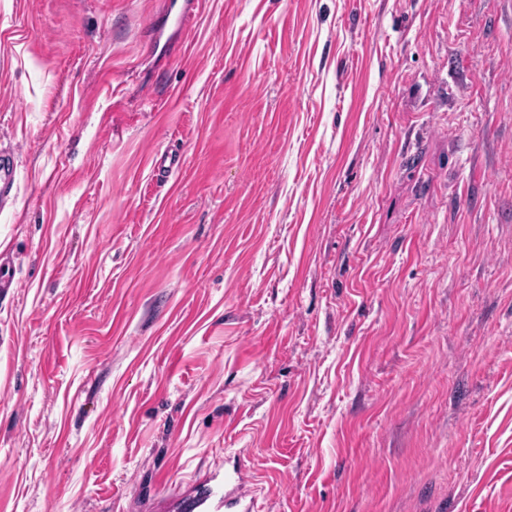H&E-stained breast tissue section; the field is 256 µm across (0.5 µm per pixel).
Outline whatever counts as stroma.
Returning a JSON list of instances; mask_svg holds the SVG:
<instances>
[{
  "label": "stroma",
  "mask_w": 512,
  "mask_h": 512,
  "mask_svg": "<svg viewBox=\"0 0 512 512\" xmlns=\"http://www.w3.org/2000/svg\"><path fill=\"white\" fill-rule=\"evenodd\" d=\"M1 142L0 512H512V0H0ZM19 149L15 146L0 147V209L10 206L13 202L15 185L16 159ZM248 471L244 465L234 464L231 469H224V484L210 485L214 480L206 477L201 483L204 489L197 498L187 502L185 512H254L255 490L249 498L239 493L248 481Z\"/></svg>",
  "instance_id": "stroma-1"
}]
</instances>
